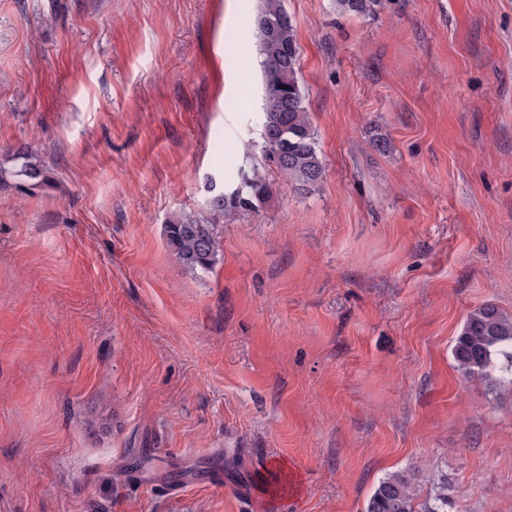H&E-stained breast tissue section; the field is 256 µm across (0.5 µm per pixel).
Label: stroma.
Returning <instances> with one entry per match:
<instances>
[{"label":"stroma","mask_w":512,"mask_h":512,"mask_svg":"<svg viewBox=\"0 0 512 512\" xmlns=\"http://www.w3.org/2000/svg\"><path fill=\"white\" fill-rule=\"evenodd\" d=\"M260 0H0V512H512V0H283L325 176L274 166L206 272L164 225L259 143ZM385 137L378 149L376 137ZM381 4V0H336L341 12L363 17L374 15ZM17 158L23 162L11 171H6L0 166V183L5 181L7 175L14 178L15 185L22 189H34L41 186L46 180L45 171L41 164L32 161V153L29 150H20L16 153ZM453 358L468 380L499 372L497 384L512 385V315L492 303L470 311L456 336ZM427 496L417 505L419 484L415 469H405L382 478L366 502L364 512H448V478L434 474Z\"/></svg>","instance_id":"35a3bbf8"}]
</instances>
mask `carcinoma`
<instances>
[{
  "label": "carcinoma",
  "instance_id": "1",
  "mask_svg": "<svg viewBox=\"0 0 512 512\" xmlns=\"http://www.w3.org/2000/svg\"><path fill=\"white\" fill-rule=\"evenodd\" d=\"M382 0H336L343 13L371 16ZM262 75L263 129L261 154L246 151L237 178L206 177L208 194L203 211H181L164 225L167 245L177 259L193 271H208L215 264L221 242L217 226L265 204L271 189L261 174L265 161L302 188L321 182L325 167L317 149L316 134L305 106L299 79L300 52L296 29L283 0H261L257 18ZM22 163L6 171L0 167V182L10 176L22 189H34L46 180L42 165L32 161L29 150L16 153ZM453 358L468 380L499 372L497 384L512 385V315L492 303L470 311L456 336ZM430 491L418 500L417 472L405 469L382 478L366 502L364 512H448V476L434 474Z\"/></svg>",
  "mask_w": 512,
  "mask_h": 512
}]
</instances>
